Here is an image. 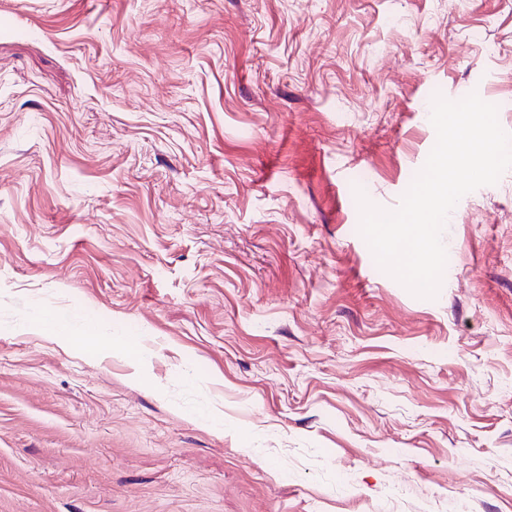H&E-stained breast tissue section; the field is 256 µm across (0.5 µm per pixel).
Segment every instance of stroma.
<instances>
[{"instance_id": "obj_1", "label": "stroma", "mask_w": 512, "mask_h": 512, "mask_svg": "<svg viewBox=\"0 0 512 512\" xmlns=\"http://www.w3.org/2000/svg\"><path fill=\"white\" fill-rule=\"evenodd\" d=\"M438 92L512 0H0V512H512V168L436 298L358 232ZM41 329L42 333L46 336H72L79 341L89 345H95L102 339L101 336H94L90 331H87L84 334H75L72 331L62 327L61 324L54 319H42Z\"/></svg>"}]
</instances>
